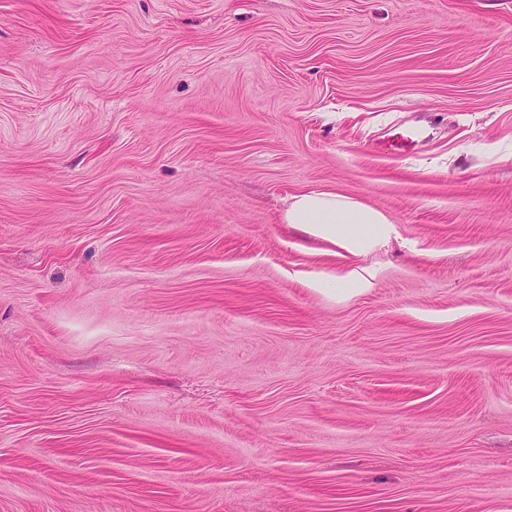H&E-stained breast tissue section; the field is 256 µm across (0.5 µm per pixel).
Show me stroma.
Returning a JSON list of instances; mask_svg holds the SVG:
<instances>
[{
    "label": "stroma",
    "instance_id": "stroma-1",
    "mask_svg": "<svg viewBox=\"0 0 512 512\" xmlns=\"http://www.w3.org/2000/svg\"><path fill=\"white\" fill-rule=\"evenodd\" d=\"M0 512H512V0H0ZM284 219L352 252L386 239L393 224L381 211L331 192L293 196ZM371 280L357 275L354 272H348L342 277H336V280L321 281L315 284L316 288L336 295L338 299H347L360 295L372 288ZM331 287V288H323Z\"/></svg>",
    "mask_w": 512,
    "mask_h": 512
}]
</instances>
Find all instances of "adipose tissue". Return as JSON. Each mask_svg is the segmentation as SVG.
I'll return each instance as SVG.
<instances>
[{"instance_id":"ef3b65f1","label":"adipose tissue","mask_w":512,"mask_h":512,"mask_svg":"<svg viewBox=\"0 0 512 512\" xmlns=\"http://www.w3.org/2000/svg\"><path fill=\"white\" fill-rule=\"evenodd\" d=\"M285 221L353 252L378 244L392 229L390 219L381 211L331 192L293 196Z\"/></svg>"}]
</instances>
